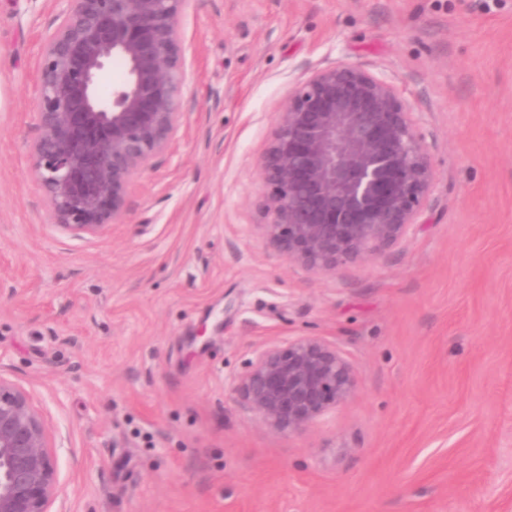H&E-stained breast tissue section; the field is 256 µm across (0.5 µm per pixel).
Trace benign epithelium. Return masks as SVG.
I'll list each match as a JSON object with an SVG mask.
<instances>
[{
	"mask_svg": "<svg viewBox=\"0 0 512 512\" xmlns=\"http://www.w3.org/2000/svg\"><path fill=\"white\" fill-rule=\"evenodd\" d=\"M56 2L62 22L37 61L33 168L55 224L94 235L121 217L129 185L181 121L178 18L188 0ZM116 58L126 78L104 93L100 78ZM260 175L273 187L266 235L322 273L398 244L437 179L397 87L349 62L317 68L288 92ZM355 388L351 362L318 336L262 346L231 381L237 399L288 435L336 412ZM57 494L48 426L29 393L0 377V512H50Z\"/></svg>",
	"mask_w": 512,
	"mask_h": 512,
	"instance_id": "7a95c632",
	"label": "benign epithelium"
}]
</instances>
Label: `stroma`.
I'll use <instances>...</instances> for the list:
<instances>
[{
    "instance_id": "1",
    "label": "stroma",
    "mask_w": 512,
    "mask_h": 512,
    "mask_svg": "<svg viewBox=\"0 0 512 512\" xmlns=\"http://www.w3.org/2000/svg\"><path fill=\"white\" fill-rule=\"evenodd\" d=\"M59 23L0 0V377L50 428L52 512H512V0H190L182 122L94 236L31 170ZM338 61L397 86L438 181L405 240L315 274L267 239L259 163ZM296 336L357 386L288 436L229 381Z\"/></svg>"
}]
</instances>
